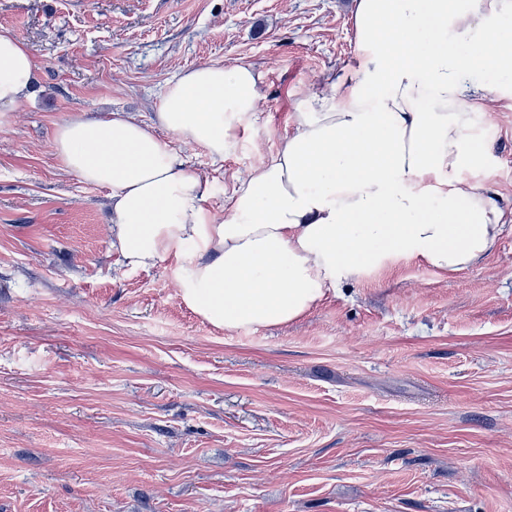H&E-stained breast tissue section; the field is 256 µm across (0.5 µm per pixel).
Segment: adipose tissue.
Segmentation results:
<instances>
[{
	"instance_id": "adipose-tissue-1",
	"label": "adipose tissue",
	"mask_w": 512,
	"mask_h": 512,
	"mask_svg": "<svg viewBox=\"0 0 512 512\" xmlns=\"http://www.w3.org/2000/svg\"><path fill=\"white\" fill-rule=\"evenodd\" d=\"M347 64L302 94L277 151L224 195L214 169L262 124L265 73L250 62L182 71L150 121L74 116L52 149L107 189L112 247L131 266L175 257L183 301L227 329L279 326L336 286L402 259L458 272L496 249L512 206L487 182V102L512 101V0H354ZM36 60L0 30V106L33 94Z\"/></svg>"
}]
</instances>
